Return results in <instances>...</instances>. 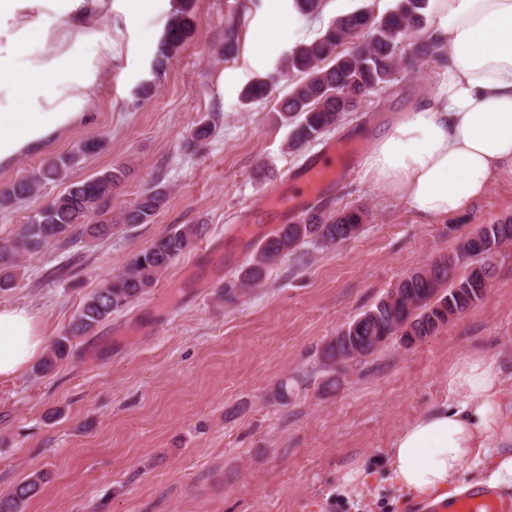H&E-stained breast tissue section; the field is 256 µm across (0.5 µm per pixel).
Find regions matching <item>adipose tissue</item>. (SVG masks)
Segmentation results:
<instances>
[{
	"label": "adipose tissue",
	"instance_id": "adipose-tissue-1",
	"mask_svg": "<svg viewBox=\"0 0 512 512\" xmlns=\"http://www.w3.org/2000/svg\"><path fill=\"white\" fill-rule=\"evenodd\" d=\"M112 0H0V167L89 118L88 89L112 64V39L92 23ZM432 32L447 36L434 101L404 113L377 139L368 173L420 216L457 214L512 168V0H430ZM287 0H267L247 40L263 62L285 24ZM48 344L22 306L0 308V377L27 368ZM448 404L412 421L389 450V480L426 498L491 459L492 480L512 484V403L496 362L470 358L448 375Z\"/></svg>",
	"mask_w": 512,
	"mask_h": 512
}]
</instances>
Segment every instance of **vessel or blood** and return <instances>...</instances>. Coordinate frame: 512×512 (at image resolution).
<instances>
[{
  "instance_id": "b4317fda",
  "label": "vessel or blood",
  "mask_w": 512,
  "mask_h": 512,
  "mask_svg": "<svg viewBox=\"0 0 512 512\" xmlns=\"http://www.w3.org/2000/svg\"><path fill=\"white\" fill-rule=\"evenodd\" d=\"M363 154V144L354 138L330 142L323 154L295 169L289 186L266 195L264 213L288 217L304 213L312 202L354 169ZM423 512H512V497L486 483L424 505Z\"/></svg>"
}]
</instances>
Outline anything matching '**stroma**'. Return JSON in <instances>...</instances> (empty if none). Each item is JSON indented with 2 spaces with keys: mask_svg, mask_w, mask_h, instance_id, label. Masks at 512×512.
Segmentation results:
<instances>
[{
  "mask_svg": "<svg viewBox=\"0 0 512 512\" xmlns=\"http://www.w3.org/2000/svg\"><path fill=\"white\" fill-rule=\"evenodd\" d=\"M176 6L156 0L129 27L114 0L111 18L96 21L112 36V68L89 90L90 121L0 168L3 188L92 141L96 152L70 176L127 167L113 210L149 184L169 189L152 223L25 257L0 307L28 308L52 339L88 293L158 237L181 224L203 229L153 288L75 340L51 372L0 377V492L42 472L48 479L24 512H407L409 496L385 481L388 450L417 416L447 403L452 368L468 357L494 359L512 401V243L496 256L483 299L433 336L411 347L392 338L332 375L319 371L318 357L408 272L454 253L479 226L511 218L512 169L495 172L464 212L425 220L357 165L324 198L336 210H367L362 232L282 258L252 295L225 305L219 286L255 248L227 237L226 226L245 200L274 188L321 144L289 151L291 128L276 112L287 81L264 102L241 101L247 84L280 69L287 36L259 65L242 51L222 55L227 21H237L246 42L264 0H194L191 37L156 74L154 55ZM441 63L426 58L399 70L328 140L356 136L372 147L401 112L435 95ZM147 82L154 90L145 96ZM206 115L218 134L187 151ZM64 188L48 184L0 212V240ZM68 265L73 274L53 277ZM284 381L285 402L276 396ZM356 470L364 479L348 482Z\"/></svg>",
  "mask_w": 512,
  "mask_h": 512,
  "instance_id": "stroma-1",
  "label": "stroma"
}]
</instances>
